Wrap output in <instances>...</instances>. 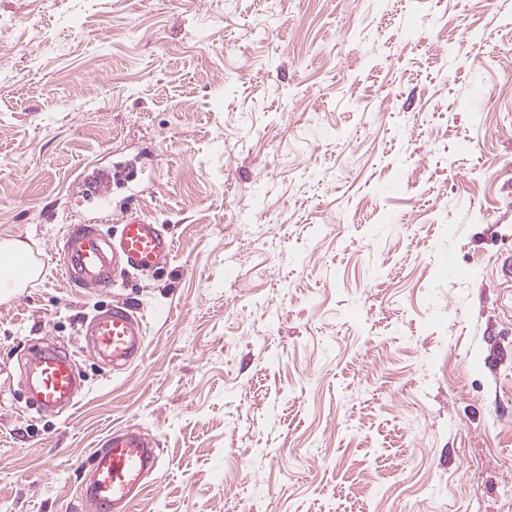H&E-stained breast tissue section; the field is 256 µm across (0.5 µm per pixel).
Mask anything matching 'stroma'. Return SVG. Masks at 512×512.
I'll return each mask as SVG.
<instances>
[{"label": "stroma", "mask_w": 512, "mask_h": 512, "mask_svg": "<svg viewBox=\"0 0 512 512\" xmlns=\"http://www.w3.org/2000/svg\"><path fill=\"white\" fill-rule=\"evenodd\" d=\"M4 71L0 240L44 273L0 282V512H79L116 428L162 453L132 512H512V0H0ZM103 170L175 242L107 293L54 249ZM115 299L120 371L80 334ZM86 348L108 365L126 366L144 351L143 316L128 302L113 301L81 324ZM23 387L28 405L49 413L71 409L83 390L73 360L44 341L34 344L25 356Z\"/></svg>", "instance_id": "stroma-1"}]
</instances>
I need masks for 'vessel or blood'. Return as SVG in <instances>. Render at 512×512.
Returning <instances> with one entry per match:
<instances>
[{
	"mask_svg": "<svg viewBox=\"0 0 512 512\" xmlns=\"http://www.w3.org/2000/svg\"><path fill=\"white\" fill-rule=\"evenodd\" d=\"M85 200L109 209L112 177L103 172L81 184ZM62 277L75 288L108 291L117 271H153L164 267L174 241L162 225L128 213L116 230L99 224L69 225L56 243ZM87 349L112 366H125L144 351L143 317L127 302L115 301L81 324ZM23 387L30 407L43 412L71 409L83 384L73 360L54 344L39 342L28 351L23 365ZM162 467L157 442L134 429L110 433L90 459L84 475L82 498L93 512H131L147 477Z\"/></svg>",
	"mask_w": 512,
	"mask_h": 512,
	"instance_id": "vessel-or-blood-1",
	"label": "vessel or blood"
}]
</instances>
